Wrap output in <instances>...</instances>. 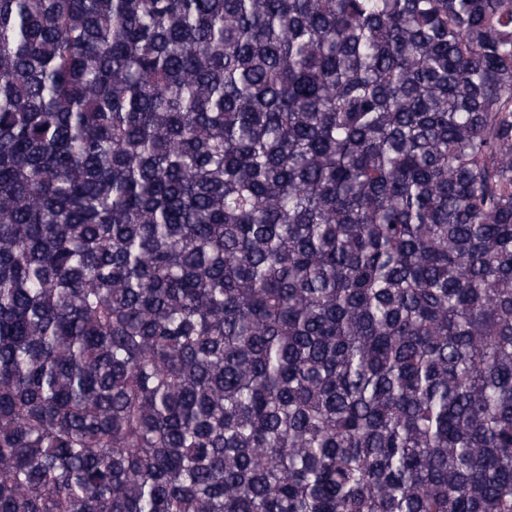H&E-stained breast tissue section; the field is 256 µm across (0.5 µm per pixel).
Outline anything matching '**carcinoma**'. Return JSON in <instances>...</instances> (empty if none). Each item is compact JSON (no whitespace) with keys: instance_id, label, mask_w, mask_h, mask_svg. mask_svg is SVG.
Listing matches in <instances>:
<instances>
[{"instance_id":"1","label":"carcinoma","mask_w":512,"mask_h":512,"mask_svg":"<svg viewBox=\"0 0 512 512\" xmlns=\"http://www.w3.org/2000/svg\"><path fill=\"white\" fill-rule=\"evenodd\" d=\"M0 512H512V0H0Z\"/></svg>"}]
</instances>
